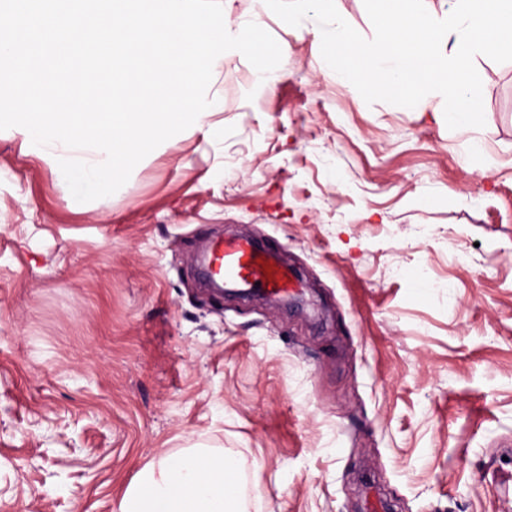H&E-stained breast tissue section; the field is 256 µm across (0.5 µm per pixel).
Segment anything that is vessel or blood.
I'll list each match as a JSON object with an SVG mask.
<instances>
[{
  "mask_svg": "<svg viewBox=\"0 0 512 512\" xmlns=\"http://www.w3.org/2000/svg\"><path fill=\"white\" fill-rule=\"evenodd\" d=\"M206 266L210 275L225 283L248 288L258 285L275 295L288 293L299 285L268 248L240 236L211 242Z\"/></svg>",
  "mask_w": 512,
  "mask_h": 512,
  "instance_id": "1",
  "label": "vessel or blood"
}]
</instances>
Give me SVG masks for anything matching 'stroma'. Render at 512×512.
Instances as JSON below:
<instances>
[{
  "mask_svg": "<svg viewBox=\"0 0 512 512\" xmlns=\"http://www.w3.org/2000/svg\"><path fill=\"white\" fill-rule=\"evenodd\" d=\"M222 6L287 64L225 52L211 112L113 195L0 131V512H120L195 448L237 460L247 512H512V62L475 56L485 125L452 130L433 98L366 104L313 18ZM231 234L305 306L210 294Z\"/></svg>",
  "mask_w": 512,
  "mask_h": 512,
  "instance_id": "35a3bbf8",
  "label": "stroma"
}]
</instances>
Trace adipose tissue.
I'll return each instance as SVG.
<instances>
[{"mask_svg":"<svg viewBox=\"0 0 512 512\" xmlns=\"http://www.w3.org/2000/svg\"><path fill=\"white\" fill-rule=\"evenodd\" d=\"M239 468L227 456L196 450L148 464L121 512H244Z\"/></svg>","mask_w":512,"mask_h":512,"instance_id":"ef3b65f1","label":"adipose tissue"}]
</instances>
